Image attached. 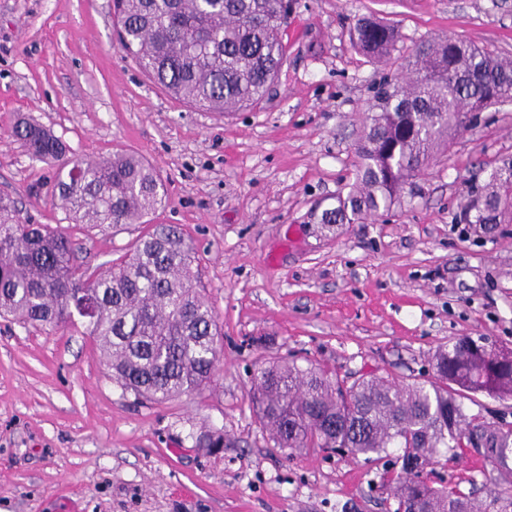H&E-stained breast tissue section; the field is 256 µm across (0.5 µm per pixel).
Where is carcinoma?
Returning <instances> with one entry per match:
<instances>
[{"label": "carcinoma", "mask_w": 512, "mask_h": 512, "mask_svg": "<svg viewBox=\"0 0 512 512\" xmlns=\"http://www.w3.org/2000/svg\"><path fill=\"white\" fill-rule=\"evenodd\" d=\"M281 0H114L120 47L154 83L184 103L234 112L269 95L283 63ZM356 51L384 63L398 25L362 16ZM408 75L384 81L366 109L356 182L318 223L355 224L401 202L404 189L447 146L470 111L512 102V61L454 36L414 47ZM57 170L53 199L90 231L142 224L164 203V184L140 156L116 151L75 160L51 130L29 119L12 130ZM461 224L512 223V158L472 190ZM196 252L173 224H149L129 257L105 269L77 264L70 236L30 224L0 194V317L65 328L82 319L111 372L137 399L161 403L212 382L221 333L194 271ZM253 400L284 453L344 448L383 466L393 512H512V423L469 414L462 399L512 398V350L462 336L438 348L432 376L367 372L348 382L323 366L279 361L257 372ZM483 448L497 476L436 485L421 478Z\"/></svg>", "instance_id": "carcinoma-1"}]
</instances>
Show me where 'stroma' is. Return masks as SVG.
<instances>
[{"instance_id": "stroma-1", "label": "stroma", "mask_w": 512, "mask_h": 512, "mask_svg": "<svg viewBox=\"0 0 512 512\" xmlns=\"http://www.w3.org/2000/svg\"><path fill=\"white\" fill-rule=\"evenodd\" d=\"M363 15L398 24L388 64L353 48ZM448 34L512 59V0H293L277 84L260 107L225 115L139 71L117 44L112 0H0V192L104 268L138 227L68 223L54 167L12 127L33 117L81 160L143 156L167 190L152 221L193 241L223 333L209 388L153 404L112 382L82 325L0 319V512H391L375 466L275 448L250 389L260 368L292 358L350 378L426 377L453 338L512 349V224L455 221L471 186L512 157V104L459 130L390 211L331 233L311 218L354 181L374 87ZM208 434L223 447H204Z\"/></svg>"}]
</instances>
